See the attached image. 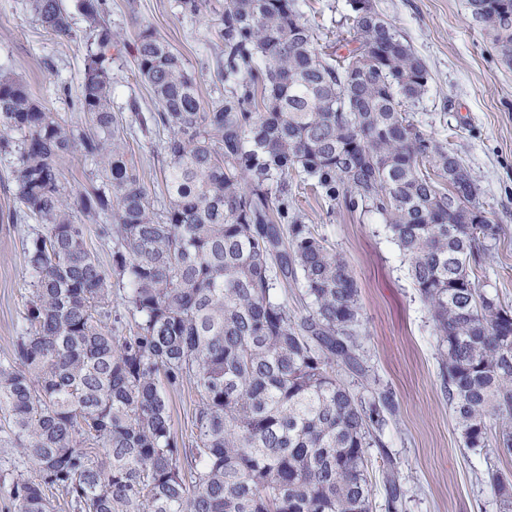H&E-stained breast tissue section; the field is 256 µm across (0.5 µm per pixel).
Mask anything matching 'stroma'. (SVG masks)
Listing matches in <instances>:
<instances>
[{"label":"stroma","instance_id":"35a3bbf8","mask_svg":"<svg viewBox=\"0 0 512 512\" xmlns=\"http://www.w3.org/2000/svg\"><path fill=\"white\" fill-rule=\"evenodd\" d=\"M80 2L65 0L75 36L59 39L42 28L29 0H0V69L13 71L36 100L75 122L82 116L61 88H77L82 76L87 32ZM376 2L432 74L415 120L464 161L488 217L502 227L477 273L478 287L512 305V67L472 26L467 0ZM223 8L224 0H210L204 15L189 18L181 15L177 0H111L108 20L118 41L111 64L112 109L130 127L129 152L155 202L167 198L160 151L165 135L142 132L135 124V111L153 112L157 104L136 71L133 43L143 30L153 31L181 55L203 101L222 97L216 30ZM302 11L324 51L348 38L346 0H304ZM297 200L307 223L347 260L360 290L368 377L351 378L349 385L368 404L375 389L388 390L396 405L381 434L383 449L370 451L372 512H388L384 481L390 470L402 490L398 512H501L488 472L512 475V458L491 447H464L448 405L434 321L385 224L372 212L328 206L310 190ZM21 208L12 162L0 155V357L10 353L24 324L28 296L29 223L12 219ZM167 396L173 433L179 444L191 445L198 395L185 383L168 389Z\"/></svg>","mask_w":512,"mask_h":512}]
</instances>
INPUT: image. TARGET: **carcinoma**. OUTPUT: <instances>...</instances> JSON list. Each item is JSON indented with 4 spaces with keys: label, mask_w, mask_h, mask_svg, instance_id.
Returning <instances> with one entry per match:
<instances>
[{
    "label": "carcinoma",
    "mask_w": 512,
    "mask_h": 512,
    "mask_svg": "<svg viewBox=\"0 0 512 512\" xmlns=\"http://www.w3.org/2000/svg\"><path fill=\"white\" fill-rule=\"evenodd\" d=\"M467 5L512 67V0ZM347 6L353 48L334 56L298 0H224V97L209 103L169 43L140 33L158 111L135 120L169 132L159 207L112 112L108 0L81 3L92 42L75 106L93 131L0 70V153L14 157L21 218L36 221L25 326L0 359L13 475L0 491L14 512H53L56 492L68 512H371L368 449L395 405L382 393L366 408L341 378L365 372L359 290L296 207L302 184L381 216L440 336L464 447L512 456V307L474 274L501 227L462 159L411 115L426 63L375 0ZM30 7L49 34L75 35L63 0ZM74 154L92 166L90 192L67 185ZM101 217L107 264L87 245ZM298 283L297 313L277 294ZM185 382L200 402L183 452L165 387ZM490 481L512 512V479Z\"/></svg>",
    "instance_id": "1"
}]
</instances>
